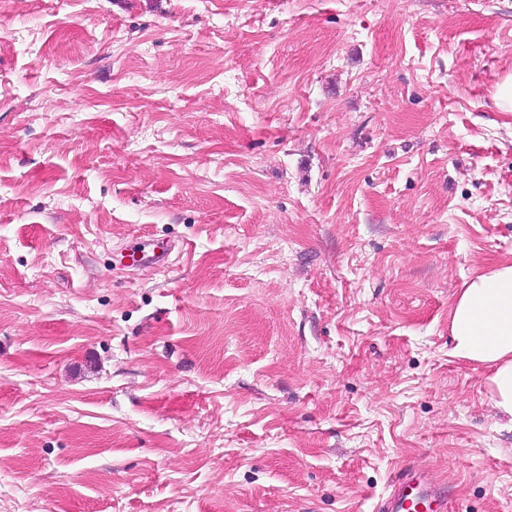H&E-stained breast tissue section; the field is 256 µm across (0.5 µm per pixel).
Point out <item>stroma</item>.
<instances>
[{
	"mask_svg": "<svg viewBox=\"0 0 512 512\" xmlns=\"http://www.w3.org/2000/svg\"><path fill=\"white\" fill-rule=\"evenodd\" d=\"M509 73L512 0H0V512H512ZM452 355L493 366L494 406L512 422V263L465 284L449 311ZM433 494L434 490L427 487L423 479L412 476L399 483L383 512L416 511L419 505L426 502V497Z\"/></svg>",
	"mask_w": 512,
	"mask_h": 512,
	"instance_id": "obj_1",
	"label": "stroma"
}]
</instances>
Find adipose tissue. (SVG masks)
<instances>
[{"label": "adipose tissue", "mask_w": 512, "mask_h": 512, "mask_svg": "<svg viewBox=\"0 0 512 512\" xmlns=\"http://www.w3.org/2000/svg\"><path fill=\"white\" fill-rule=\"evenodd\" d=\"M452 354L492 366V400L512 418V263L466 283L449 311Z\"/></svg>", "instance_id": "obj_1"}]
</instances>
